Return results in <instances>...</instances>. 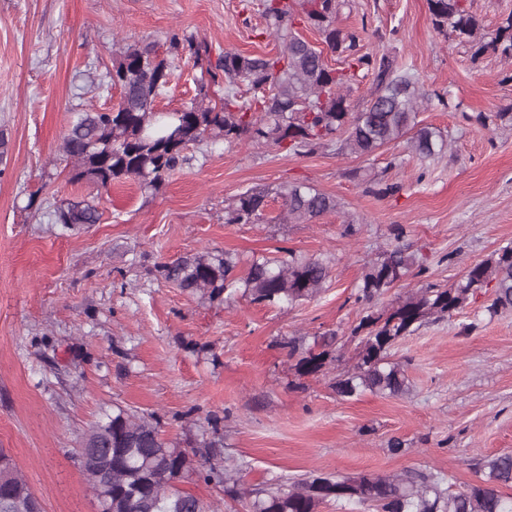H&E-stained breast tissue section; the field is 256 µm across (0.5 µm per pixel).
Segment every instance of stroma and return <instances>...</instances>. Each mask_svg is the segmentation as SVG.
I'll return each mask as SVG.
<instances>
[{
    "label": "stroma",
    "mask_w": 512,
    "mask_h": 512,
    "mask_svg": "<svg viewBox=\"0 0 512 512\" xmlns=\"http://www.w3.org/2000/svg\"><path fill=\"white\" fill-rule=\"evenodd\" d=\"M338 23L364 53L412 61L421 88L443 94L421 125L449 133L424 163L403 144L370 156L320 150L293 156L248 140L195 146L193 161L155 193L134 181L96 189L71 181L59 150L74 113L117 105L112 62L171 32L276 60L280 41L242 0H0V449L43 512H97L76 459L83 435L113 405L152 415L170 443L200 448L239 470L247 487L307 472L392 474L409 467L478 480L479 458L512 453V309L489 313L484 290L462 312L430 322L392 354L409 394H336L357 362L352 329L407 292L448 287L464 269L512 245V60L445 38L427 0H350ZM158 111L185 108L200 70L174 59ZM399 185L372 193L371 180ZM303 183L332 195L336 211L279 224L281 187ZM270 191L267 219L228 224L224 201ZM88 198L96 224L63 226L51 212ZM354 235H346V224ZM402 237H395V228ZM403 245L411 272L372 305L356 303L366 263ZM286 249L328 260L315 299L264 306L242 293L224 302L181 291L156 267L204 250L248 261ZM333 330L321 371L300 372L284 343L301 347ZM403 441L404 453L388 442Z\"/></svg>",
    "instance_id": "stroma-1"
}]
</instances>
